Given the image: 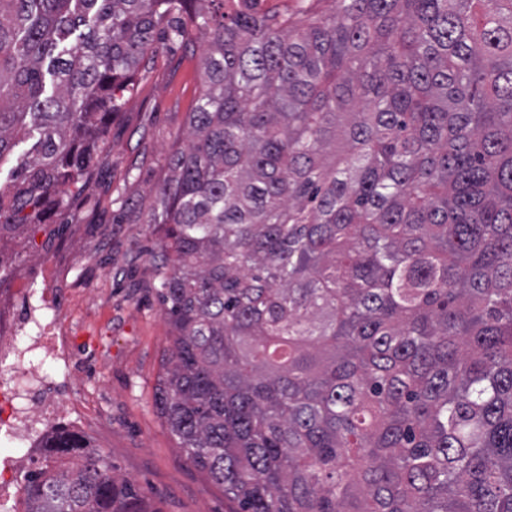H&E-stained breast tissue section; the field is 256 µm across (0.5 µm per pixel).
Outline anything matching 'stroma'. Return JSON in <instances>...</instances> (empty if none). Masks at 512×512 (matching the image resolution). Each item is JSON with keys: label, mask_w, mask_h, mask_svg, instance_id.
Instances as JSON below:
<instances>
[{"label": "stroma", "mask_w": 512, "mask_h": 512, "mask_svg": "<svg viewBox=\"0 0 512 512\" xmlns=\"http://www.w3.org/2000/svg\"><path fill=\"white\" fill-rule=\"evenodd\" d=\"M201 41L157 45L112 117L104 145L62 215L48 216L0 251L13 289H69L62 311L77 354H90L78 382L79 416L53 428L84 437L113 472L145 495L147 512H229L224 491L187 459L155 405L171 328L156 297L161 240L147 223L151 190L168 173L170 149L202 90ZM129 221L114 223L117 214Z\"/></svg>", "instance_id": "35a3bbf8"}]
</instances>
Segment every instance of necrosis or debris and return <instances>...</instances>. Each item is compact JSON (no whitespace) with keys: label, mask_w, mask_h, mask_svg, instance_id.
<instances>
[{"label":"necrosis or debris","mask_w":512,"mask_h":512,"mask_svg":"<svg viewBox=\"0 0 512 512\" xmlns=\"http://www.w3.org/2000/svg\"><path fill=\"white\" fill-rule=\"evenodd\" d=\"M16 297L19 315L0 321V437L17 442L19 450L0 455V512H22L13 491L24 467L42 455L38 428L70 412L83 370L59 314L64 292L21 288ZM37 356L61 364L63 378L42 375L33 363Z\"/></svg>","instance_id":"1"}]
</instances>
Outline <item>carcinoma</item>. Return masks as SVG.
Instances as JSON below:
<instances>
[{
  "mask_svg": "<svg viewBox=\"0 0 512 512\" xmlns=\"http://www.w3.org/2000/svg\"><path fill=\"white\" fill-rule=\"evenodd\" d=\"M0 0V247L67 209L161 37L156 405L234 512H512V0ZM26 512H148L70 433Z\"/></svg>",
  "mask_w": 512,
  "mask_h": 512,
  "instance_id": "obj_1",
  "label": "carcinoma"
}]
</instances>
